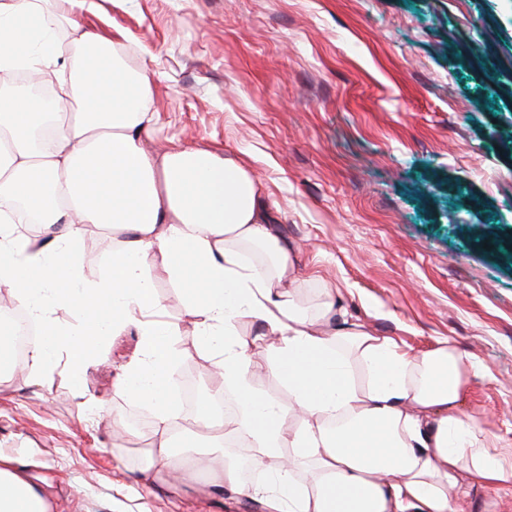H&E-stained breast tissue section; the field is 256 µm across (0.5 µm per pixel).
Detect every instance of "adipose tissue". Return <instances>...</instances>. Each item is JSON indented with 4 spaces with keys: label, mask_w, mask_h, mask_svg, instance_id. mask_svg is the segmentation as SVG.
I'll return each instance as SVG.
<instances>
[{
    "label": "adipose tissue",
    "mask_w": 512,
    "mask_h": 512,
    "mask_svg": "<svg viewBox=\"0 0 512 512\" xmlns=\"http://www.w3.org/2000/svg\"><path fill=\"white\" fill-rule=\"evenodd\" d=\"M98 11L97 0H0V73L58 85L47 113L34 98L0 95V288L39 328L15 371L37 375L63 357L81 373L110 337L135 327L141 355L120 386L152 409V468L179 478L184 464L169 452L178 330L160 318L151 277L159 265L184 291L216 392L232 390L237 402L229 417L199 402L197 423L212 440L236 439L264 476L247 481L230 459L216 490L261 500L266 512H456L449 491L460 476L512 485V466L491 455L462 408L466 369L451 345L415 354L364 324H333L330 292L312 313L293 291L290 247L272 232L247 165L175 142L160 155L148 147L155 75L126 66L116 40L86 27L84 14ZM89 226L116 241L94 280L77 250ZM57 307L80 325H60ZM247 320L275 339L263 363L239 332ZM350 351L366 386L350 379ZM260 375L287 402L261 395ZM0 512H51L2 457Z\"/></svg>",
    "instance_id": "adipose-tissue-1"
}]
</instances>
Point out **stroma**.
I'll return each instance as SVG.
<instances>
[{
	"label": "stroma",
	"mask_w": 512,
	"mask_h": 512,
	"mask_svg": "<svg viewBox=\"0 0 512 512\" xmlns=\"http://www.w3.org/2000/svg\"><path fill=\"white\" fill-rule=\"evenodd\" d=\"M132 44L129 67L160 75L170 141L244 158L316 307L419 353L465 359L464 410L512 460V0H103L89 20ZM83 273L112 237L91 229ZM151 276L180 360L201 359L181 288ZM135 329L73 376H0V455L52 512H262L215 493L206 473L150 467L152 424L112 429L140 404L116 386ZM457 512H512V485L472 486Z\"/></svg>",
	"instance_id": "obj_1"
}]
</instances>
